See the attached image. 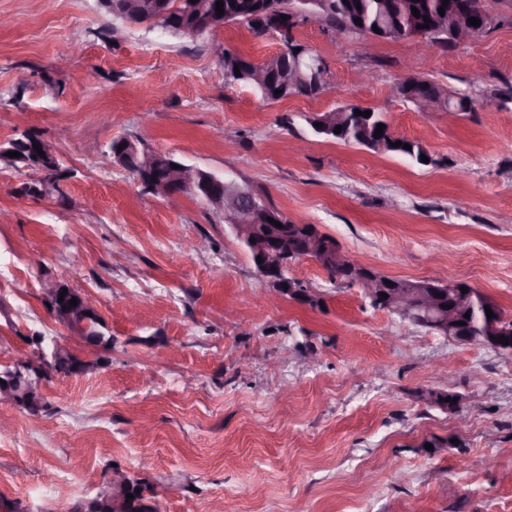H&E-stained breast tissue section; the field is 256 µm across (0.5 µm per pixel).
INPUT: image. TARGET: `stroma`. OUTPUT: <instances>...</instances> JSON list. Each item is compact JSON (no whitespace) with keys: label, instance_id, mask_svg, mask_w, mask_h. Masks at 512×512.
<instances>
[{"label":"stroma","instance_id":"obj_1","mask_svg":"<svg viewBox=\"0 0 512 512\" xmlns=\"http://www.w3.org/2000/svg\"><path fill=\"white\" fill-rule=\"evenodd\" d=\"M1 15L0 142L52 141L66 179L64 196L25 198L37 169L0 163V370L34 336L108 365L51 375L42 417L0 403V496L72 512L114 464L147 480L160 512H512V356L373 308L308 258L288 275L322 304H267L212 207L99 163L116 138L174 154L267 194L361 266L466 283L512 318V24L422 51L312 20L294 35L332 84L269 103L202 43L113 24L100 0H0ZM224 43L255 62L282 48L240 23ZM411 75L470 110L418 112L395 93ZM347 104L385 113L434 165L313 133L308 117ZM46 281L83 293L110 350L54 320ZM448 389L459 414L424 398Z\"/></svg>","mask_w":512,"mask_h":512}]
</instances>
